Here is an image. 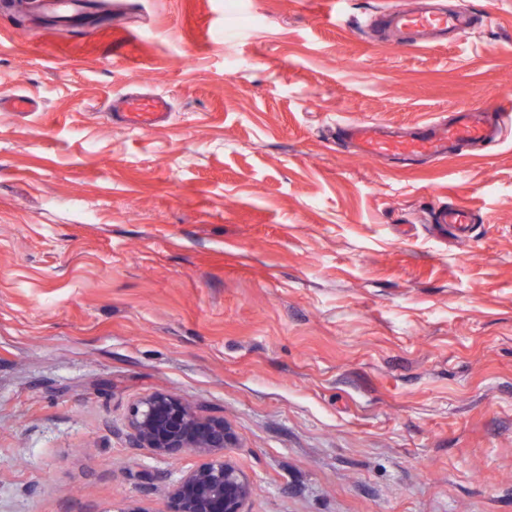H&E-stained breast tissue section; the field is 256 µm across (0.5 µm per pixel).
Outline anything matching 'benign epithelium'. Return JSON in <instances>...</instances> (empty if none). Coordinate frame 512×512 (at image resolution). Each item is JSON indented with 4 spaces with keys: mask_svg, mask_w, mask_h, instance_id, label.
I'll return each mask as SVG.
<instances>
[{
    "mask_svg": "<svg viewBox=\"0 0 512 512\" xmlns=\"http://www.w3.org/2000/svg\"><path fill=\"white\" fill-rule=\"evenodd\" d=\"M137 448L169 460L192 451L201 464L182 474L168 490V512H246L252 482L228 456L236 444L224 417L204 416L169 390L139 399L128 417Z\"/></svg>",
    "mask_w": 512,
    "mask_h": 512,
    "instance_id": "benign-epithelium-1",
    "label": "benign epithelium"
}]
</instances>
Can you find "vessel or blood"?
Masks as SVG:
<instances>
[{
    "instance_id": "vessel-or-blood-1",
    "label": "vessel or blood",
    "mask_w": 512,
    "mask_h": 512,
    "mask_svg": "<svg viewBox=\"0 0 512 512\" xmlns=\"http://www.w3.org/2000/svg\"><path fill=\"white\" fill-rule=\"evenodd\" d=\"M420 8H390L378 12L371 29L377 40L427 46L466 35L473 27L472 17L462 11L434 7V0H423ZM113 121L130 130L154 128L168 114V104L159 95L125 94L110 105ZM512 128V116L492 105L467 107L449 117L418 125L414 132L402 134L376 122L337 123L333 137L358 153L371 158L423 159L446 158L463 148L490 145ZM434 222L453 230L455 239L467 237L476 221L473 209L463 203L436 205Z\"/></svg>"
}]
</instances>
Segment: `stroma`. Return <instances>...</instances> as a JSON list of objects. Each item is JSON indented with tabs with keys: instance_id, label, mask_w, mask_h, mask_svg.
I'll use <instances>...</instances> for the list:
<instances>
[{
	"instance_id": "obj_1",
	"label": "stroma",
	"mask_w": 512,
	"mask_h": 512,
	"mask_svg": "<svg viewBox=\"0 0 512 512\" xmlns=\"http://www.w3.org/2000/svg\"><path fill=\"white\" fill-rule=\"evenodd\" d=\"M104 2L0 0V512H167L197 457L125 437L158 389L234 430L247 512H512V131L410 163L330 135L512 113V0H447L477 23L430 48L371 38L410 0ZM132 89L161 126L113 125ZM434 223L440 227L452 229L457 240L468 237L472 225L476 222L473 209L464 203L438 204L433 208Z\"/></svg>"
}]
</instances>
